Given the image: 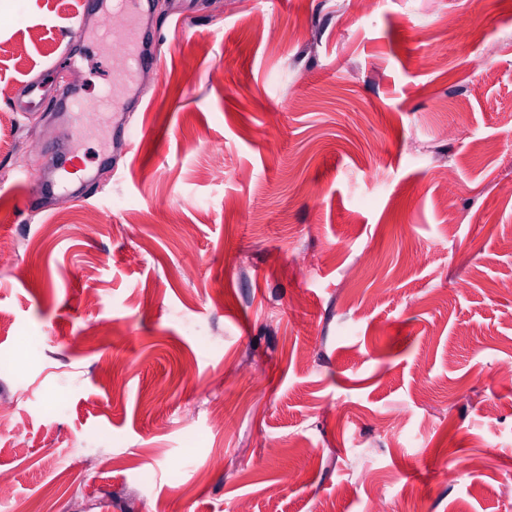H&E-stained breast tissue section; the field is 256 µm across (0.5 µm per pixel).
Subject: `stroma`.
<instances>
[{
	"label": "stroma",
	"mask_w": 512,
	"mask_h": 512,
	"mask_svg": "<svg viewBox=\"0 0 512 512\" xmlns=\"http://www.w3.org/2000/svg\"><path fill=\"white\" fill-rule=\"evenodd\" d=\"M83 4L0 0V512H512V0L156 2L132 149L35 209Z\"/></svg>",
	"instance_id": "stroma-1"
}]
</instances>
